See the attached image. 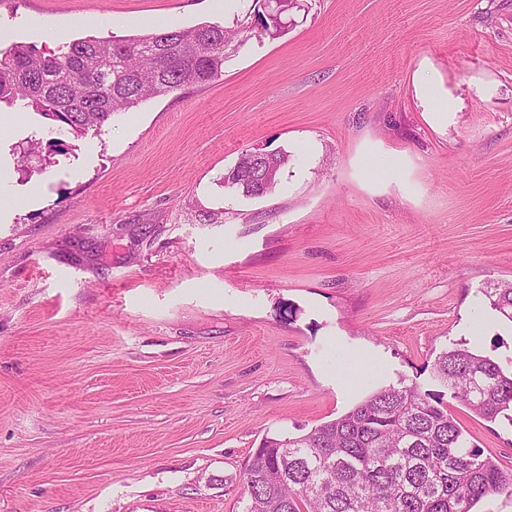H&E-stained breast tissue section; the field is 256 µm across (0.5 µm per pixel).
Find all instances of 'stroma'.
<instances>
[{"mask_svg":"<svg viewBox=\"0 0 512 512\" xmlns=\"http://www.w3.org/2000/svg\"><path fill=\"white\" fill-rule=\"evenodd\" d=\"M220 2L0 0V48L232 25ZM284 20L97 133L0 104V512H245L264 437L436 389L456 344L512 370V322L477 320L512 281V0ZM258 148L288 156L276 188L224 187ZM356 359L387 371L340 380ZM447 404L512 471V421Z\"/></svg>","mask_w":512,"mask_h":512,"instance_id":"35a3bbf8","label":"stroma"}]
</instances>
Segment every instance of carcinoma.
I'll return each instance as SVG.
<instances>
[{
	"mask_svg": "<svg viewBox=\"0 0 512 512\" xmlns=\"http://www.w3.org/2000/svg\"><path fill=\"white\" fill-rule=\"evenodd\" d=\"M247 2L233 29L200 23L122 39L88 36L49 56L16 42L0 50V103L32 108L51 134L99 129L115 113L212 82L224 72L227 48L283 32V24L258 23L262 0ZM251 159L243 153L223 177L246 197L258 196L242 173ZM286 161L275 153L263 159L270 173L263 194ZM483 294L512 321V282ZM432 376L487 421L512 409V375L487 356L451 348ZM444 397L416 383L389 386L304 434L265 438L245 471V512H473L486 496H512V471L469 441Z\"/></svg>",
	"mask_w": 512,
	"mask_h": 512,
	"instance_id": "obj_1",
	"label": "carcinoma"
}]
</instances>
